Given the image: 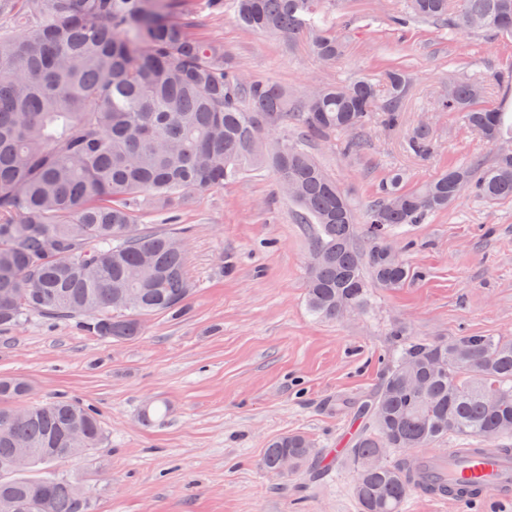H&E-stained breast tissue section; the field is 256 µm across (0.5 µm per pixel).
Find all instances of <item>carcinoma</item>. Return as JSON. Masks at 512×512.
I'll list each match as a JSON object with an SVG mask.
<instances>
[{"label":"carcinoma","instance_id":"cac0c4a2","mask_svg":"<svg viewBox=\"0 0 512 512\" xmlns=\"http://www.w3.org/2000/svg\"><path fill=\"white\" fill-rule=\"evenodd\" d=\"M241 28L290 41L308 37L333 64L344 42L327 17L336 0H207ZM181 0H0V329L32 315L76 319L109 342L142 334L143 318L182 317L194 284L186 274L184 232L144 224L139 201L167 223L191 191L219 189L271 168L292 186L288 199L312 228L306 299L316 318L336 321L347 307L370 309L371 289L393 290L411 276L388 246L406 224H420L459 196L458 185L488 201L512 199V113L483 103L512 88V64L492 78H458L436 110L454 112L480 140L509 145L497 160L475 157L419 187L393 174L362 214L305 148L344 134L343 152L370 148L374 116L401 121L411 78L402 67L377 78L332 82L298 98L249 78L218 39H202ZM436 22L448 35L488 32L512 40V0H400L398 26ZM300 129L296 140H258L271 122ZM430 128L408 139L425 158ZM138 294L134 303L126 295ZM381 381L362 406L365 423L347 449L359 512H403L413 493L409 454L448 436L482 442L512 438V337L426 339L402 325ZM30 384L0 376V504L13 512H92L70 478H31L32 468L76 458L104 439L100 414L56 397L25 404ZM37 450L22 469L8 466L14 443ZM385 463L378 464L379 458ZM317 478L336 466L304 435L264 449L259 466L288 479Z\"/></svg>","mask_w":512,"mask_h":512}]
</instances>
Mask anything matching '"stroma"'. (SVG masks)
Wrapping results in <instances>:
<instances>
[{
	"mask_svg": "<svg viewBox=\"0 0 512 512\" xmlns=\"http://www.w3.org/2000/svg\"><path fill=\"white\" fill-rule=\"evenodd\" d=\"M398 0H340L330 21L347 40L334 65L309 40L251 33L187 0L199 36L223 41L246 74L295 96L332 81L407 69L411 90L398 128L367 126L370 150L347 156L341 136L308 142L357 209L395 173L417 187L448 167L496 148L452 112L435 111L455 74H486L512 63V42L490 34L449 37L428 22L399 28ZM434 151L409 152L421 124ZM187 269L196 292L188 315L145 318V332L109 343L75 320L38 316L0 330V376L28 379V399L66 396L98 409L105 439L68 462L36 469L78 479L93 512H359L347 459L335 471L284 482L259 459L268 442L300 432L332 448L353 425L380 380L387 330L413 335L512 336V199L461 195L448 209L390 239L414 272L404 287L374 289L368 313L339 321L313 317L305 302L311 228L276 174L255 172L224 188L191 193L181 205ZM154 401L169 410L143 423Z\"/></svg>",
	"mask_w": 512,
	"mask_h": 512,
	"instance_id": "obj_1",
	"label": "stroma"
}]
</instances>
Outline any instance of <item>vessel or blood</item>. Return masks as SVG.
Returning a JSON list of instances; mask_svg holds the SVG:
<instances>
[{
	"label": "vessel or blood",
	"mask_w": 512,
	"mask_h": 512,
	"mask_svg": "<svg viewBox=\"0 0 512 512\" xmlns=\"http://www.w3.org/2000/svg\"><path fill=\"white\" fill-rule=\"evenodd\" d=\"M418 479L432 487V500L457 505L512 499V453L473 448L419 450Z\"/></svg>",
	"instance_id": "obj_1"
}]
</instances>
